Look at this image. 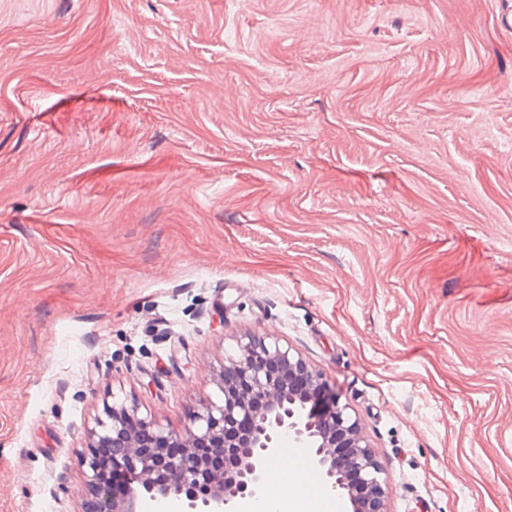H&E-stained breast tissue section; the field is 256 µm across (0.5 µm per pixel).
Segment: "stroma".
<instances>
[{"label":"stroma","mask_w":512,"mask_h":512,"mask_svg":"<svg viewBox=\"0 0 512 512\" xmlns=\"http://www.w3.org/2000/svg\"><path fill=\"white\" fill-rule=\"evenodd\" d=\"M508 12L0 0V512H87L104 403L181 429L249 332L386 512H512Z\"/></svg>","instance_id":"stroma-1"}]
</instances>
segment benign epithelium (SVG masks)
I'll return each instance as SVG.
<instances>
[{
	"instance_id": "7a95c632",
	"label": "benign epithelium",
	"mask_w": 512,
	"mask_h": 512,
	"mask_svg": "<svg viewBox=\"0 0 512 512\" xmlns=\"http://www.w3.org/2000/svg\"><path fill=\"white\" fill-rule=\"evenodd\" d=\"M233 341L216 378L220 399L201 403L182 430L158 427L123 401L104 406L94 435L112 437V458L84 459L94 512H142L149 501L169 499L184 501L187 512H233L262 490L284 437L311 449V466L351 512H385V469L322 373L267 336ZM206 449L224 453L223 473H205ZM109 471L122 482L119 494L107 482Z\"/></svg>"
}]
</instances>
